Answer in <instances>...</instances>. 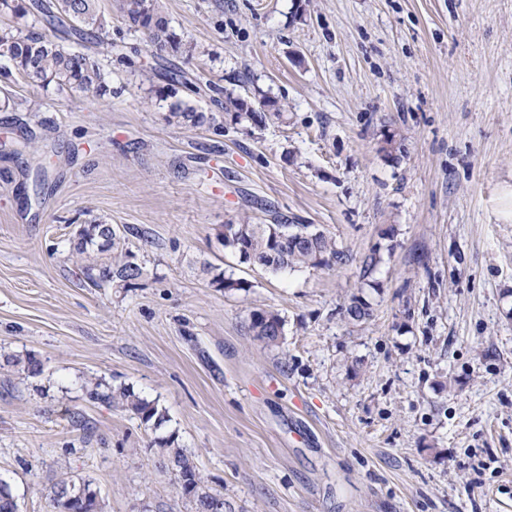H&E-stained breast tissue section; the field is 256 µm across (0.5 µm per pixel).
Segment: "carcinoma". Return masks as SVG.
I'll return each mask as SVG.
<instances>
[{
  "label": "carcinoma",
  "mask_w": 512,
  "mask_h": 512,
  "mask_svg": "<svg viewBox=\"0 0 512 512\" xmlns=\"http://www.w3.org/2000/svg\"><path fill=\"white\" fill-rule=\"evenodd\" d=\"M129 29L147 34L152 45L176 56L191 57L195 46L183 40L171 26L159 0H113ZM0 14L17 19L32 17L24 27L0 29V76L35 82L47 90L68 91L86 98H100L107 92L104 73L89 56L49 39L36 27L44 21L50 26H70L82 41L93 44H112L107 22L101 10V0H0ZM198 94L201 87L188 81L179 71L171 73L169 93L160 94L161 100L179 89ZM171 116L192 126H217L216 118L198 112L184 99H175L169 105ZM224 111L232 113L237 121L254 125L266 122L267 114L256 112L246 99L228 93ZM118 239L112 225L94 219L79 226L71 240L73 251L82 256L90 252L106 254L112 251ZM224 248L252 265L280 272L300 266L321 267L334 262H346L345 251L337 248L335 240L308 224H232L223 234ZM215 288H239L241 283L224 277V272L212 266L203 267ZM84 274L93 284H115L132 288L143 276V267L132 252L115 264L96 263L84 267ZM355 321L371 317L365 302L354 299L347 308ZM248 329L258 340L276 345L284 337L280 315L270 310H256L250 314ZM90 400L120 406L133 413L145 425H159L165 421V411L157 401L148 400L128 387H104L98 381L85 386ZM160 465L174 477L176 489L192 505L191 512H216L215 506L224 503V495L213 492L205 484L192 457L175 445L173 437L154 441ZM50 512H101L98 494L88 482L62 478L47 491ZM0 512H18V505L9 485L0 480Z\"/></svg>",
  "instance_id": "1"
}]
</instances>
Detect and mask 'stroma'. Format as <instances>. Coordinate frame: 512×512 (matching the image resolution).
I'll return each instance as SVG.
<instances>
[{"label": "stroma", "instance_id": "obj_1", "mask_svg": "<svg viewBox=\"0 0 512 512\" xmlns=\"http://www.w3.org/2000/svg\"><path fill=\"white\" fill-rule=\"evenodd\" d=\"M160 3L193 57L103 0L112 44L80 50L104 97L0 78V480L19 512H48L63 476L103 512H189L164 436L230 512H512V0ZM173 70L202 83L199 111L219 113L216 80L282 117L186 127L158 100ZM94 218L141 261L136 287L82 275L70 240ZM247 222L312 225L350 260L240 262L217 235ZM260 309L281 344L249 333ZM91 378L165 422L90 402ZM248 329L258 340L276 345L284 337L283 320L277 312L256 310L250 314Z\"/></svg>", "mask_w": 512, "mask_h": 512}]
</instances>
